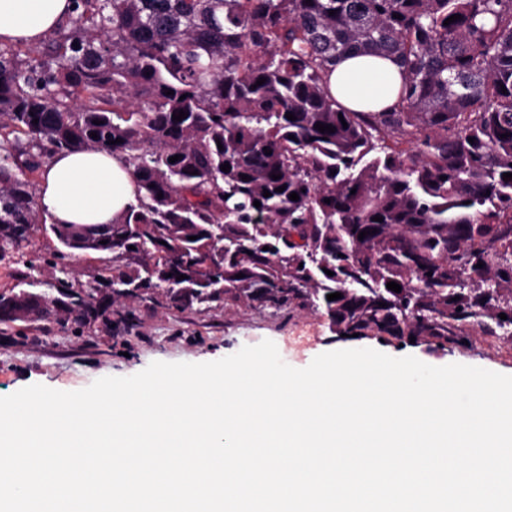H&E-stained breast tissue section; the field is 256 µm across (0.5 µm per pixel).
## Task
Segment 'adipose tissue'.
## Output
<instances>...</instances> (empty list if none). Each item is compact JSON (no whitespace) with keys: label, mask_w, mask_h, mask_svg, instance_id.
I'll list each match as a JSON object with an SVG mask.
<instances>
[{"label":"adipose tissue","mask_w":512,"mask_h":512,"mask_svg":"<svg viewBox=\"0 0 512 512\" xmlns=\"http://www.w3.org/2000/svg\"><path fill=\"white\" fill-rule=\"evenodd\" d=\"M70 0H0V39L34 44L59 28ZM332 96L352 112H382L398 101L401 70L390 59L353 55L328 78ZM40 206L54 223L98 225L136 202V186L124 162L101 150L54 155L38 186Z\"/></svg>","instance_id":"obj_1"}]
</instances>
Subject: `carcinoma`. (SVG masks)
<instances>
[{"label":"carcinoma","mask_w":512,"mask_h":512,"mask_svg":"<svg viewBox=\"0 0 512 512\" xmlns=\"http://www.w3.org/2000/svg\"><path fill=\"white\" fill-rule=\"evenodd\" d=\"M349 54L400 66L397 106L332 97ZM82 149L137 185L110 228H85L93 246L51 225L69 253L112 254V305L311 309L338 336L441 349L512 340V0H72L38 56L0 41V260L47 222L32 176ZM56 291L0 292V323L104 312Z\"/></svg>","instance_id":"cac0c4a2"}]
</instances>
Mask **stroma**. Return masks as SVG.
I'll use <instances>...</instances> for the list:
<instances>
[{
    "label": "stroma",
    "mask_w": 512,
    "mask_h": 512,
    "mask_svg": "<svg viewBox=\"0 0 512 512\" xmlns=\"http://www.w3.org/2000/svg\"><path fill=\"white\" fill-rule=\"evenodd\" d=\"M59 249L53 233L37 225L30 245L0 261V292L30 281L48 291L61 279L77 291L104 288L112 274L111 254L62 258ZM128 307L137 315L135 322H121L110 310L83 326L52 319L0 324V397L31 384L75 391L101 377L134 375L154 361H215L266 339L295 368L308 366L324 352L372 348L392 357L412 355L434 366L460 363L512 375V341L497 337L477 335L471 344L441 350L373 336L340 338L309 310L285 313L214 302L179 312L137 299Z\"/></svg>",
    "instance_id": "stroma-1"
}]
</instances>
